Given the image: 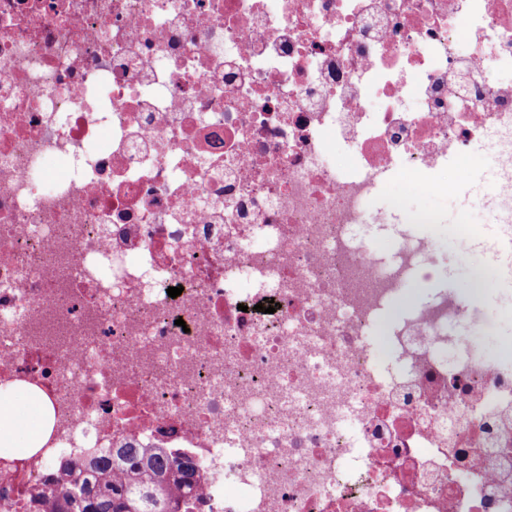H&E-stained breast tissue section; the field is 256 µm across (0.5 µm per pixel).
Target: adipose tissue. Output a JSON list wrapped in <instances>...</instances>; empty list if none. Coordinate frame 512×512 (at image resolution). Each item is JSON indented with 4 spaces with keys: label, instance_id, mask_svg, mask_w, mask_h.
<instances>
[{
    "label": "adipose tissue",
    "instance_id": "1",
    "mask_svg": "<svg viewBox=\"0 0 512 512\" xmlns=\"http://www.w3.org/2000/svg\"><path fill=\"white\" fill-rule=\"evenodd\" d=\"M54 410L37 389L18 382L0 386V454H31L46 442Z\"/></svg>",
    "mask_w": 512,
    "mask_h": 512
}]
</instances>
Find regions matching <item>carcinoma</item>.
I'll list each match as a JSON object with an SVG mask.
<instances>
[{
	"instance_id": "obj_1",
	"label": "carcinoma",
	"mask_w": 512,
	"mask_h": 512,
	"mask_svg": "<svg viewBox=\"0 0 512 512\" xmlns=\"http://www.w3.org/2000/svg\"><path fill=\"white\" fill-rule=\"evenodd\" d=\"M63 487L30 497L32 512H191L199 473L184 448L127 446L85 467L59 464Z\"/></svg>"
}]
</instances>
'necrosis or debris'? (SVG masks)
I'll use <instances>...</instances> for the list:
<instances>
[{
    "instance_id": "necrosis-or-debris-1",
    "label": "necrosis or debris",
    "mask_w": 512,
    "mask_h": 512,
    "mask_svg": "<svg viewBox=\"0 0 512 512\" xmlns=\"http://www.w3.org/2000/svg\"><path fill=\"white\" fill-rule=\"evenodd\" d=\"M507 70L512 0H0V385L56 413L0 512L131 443L199 512H512V355L444 290L371 339L442 258L383 176L482 145L512 240ZM358 232L372 240L380 253L390 256L395 250V240L391 229H379L376 226H361ZM432 292L433 288H429L427 285L419 282H412L406 286V294L404 299L395 303L394 305H391L386 310L381 319L380 328L377 331L374 341L377 352L382 358L386 357L381 339V336H384L386 325L406 311L412 309L420 303L427 301Z\"/></svg>"
}]
</instances>
